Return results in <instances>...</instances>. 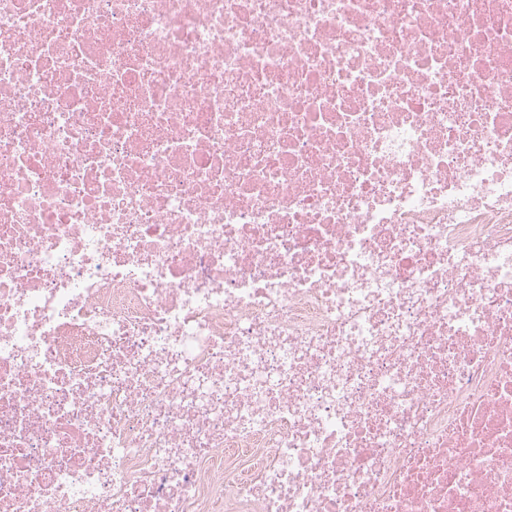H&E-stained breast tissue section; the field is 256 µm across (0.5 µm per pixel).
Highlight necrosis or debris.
<instances>
[{"label": "necrosis or debris", "mask_w": 512, "mask_h": 512, "mask_svg": "<svg viewBox=\"0 0 512 512\" xmlns=\"http://www.w3.org/2000/svg\"><path fill=\"white\" fill-rule=\"evenodd\" d=\"M0 512H512V0H0Z\"/></svg>", "instance_id": "4bbe7bcc"}]
</instances>
